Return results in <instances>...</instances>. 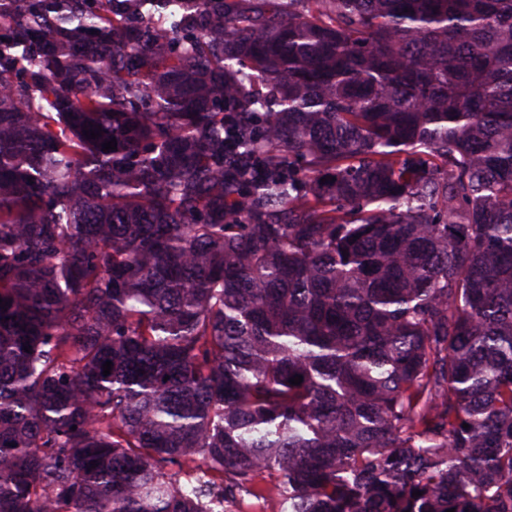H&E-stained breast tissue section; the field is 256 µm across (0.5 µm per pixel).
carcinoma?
I'll return each mask as SVG.
<instances>
[{"instance_id":"obj_1","label":"carcinoma","mask_w":512,"mask_h":512,"mask_svg":"<svg viewBox=\"0 0 512 512\" xmlns=\"http://www.w3.org/2000/svg\"><path fill=\"white\" fill-rule=\"evenodd\" d=\"M0 300V512H512V0H0ZM279 510L280 501L276 496L264 503L246 495L224 502V512H279Z\"/></svg>"}]
</instances>
